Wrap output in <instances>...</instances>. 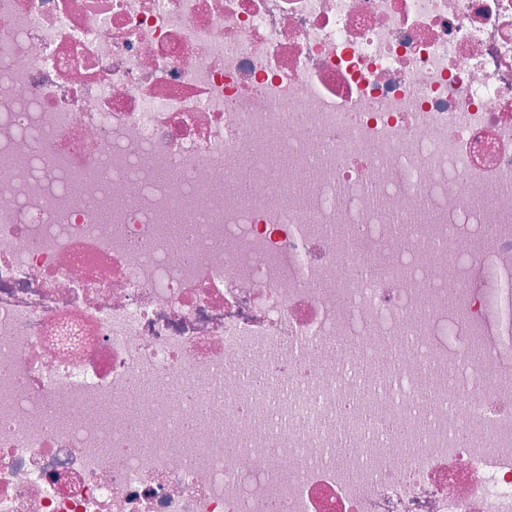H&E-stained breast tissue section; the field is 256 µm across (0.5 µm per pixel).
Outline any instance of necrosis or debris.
<instances>
[{"label": "necrosis or debris", "mask_w": 512, "mask_h": 512, "mask_svg": "<svg viewBox=\"0 0 512 512\" xmlns=\"http://www.w3.org/2000/svg\"><path fill=\"white\" fill-rule=\"evenodd\" d=\"M484 268L512 0H0V512H512Z\"/></svg>", "instance_id": "4bbe7bcc"}]
</instances>
